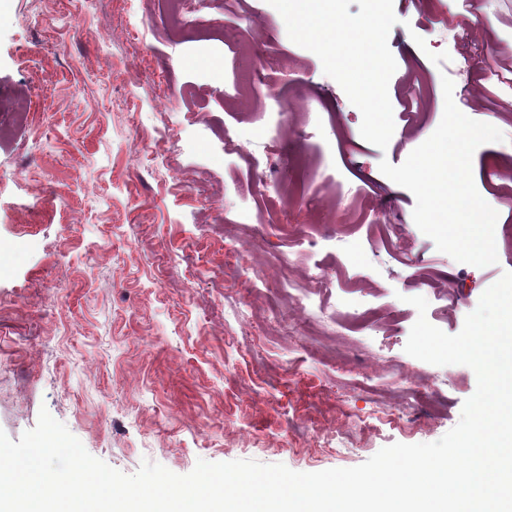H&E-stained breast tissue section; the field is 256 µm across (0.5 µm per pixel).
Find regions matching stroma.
<instances>
[{
    "label": "stroma",
    "instance_id": "obj_1",
    "mask_svg": "<svg viewBox=\"0 0 512 512\" xmlns=\"http://www.w3.org/2000/svg\"><path fill=\"white\" fill-rule=\"evenodd\" d=\"M450 8L394 0L395 129L369 151L342 145L360 111L268 0H7L0 429L19 439L45 408L123 473L146 459L180 475L201 459L354 467L451 430L476 376L405 353L407 299L459 333L512 244L456 262L379 169L442 119V68L422 58L421 99L409 77L419 36L467 66L454 101L505 135L472 170L512 225V84L480 64L489 42L512 45V0ZM464 29L474 42H450ZM294 189L302 204L273 201ZM350 190L372 209L345 228Z\"/></svg>",
    "mask_w": 512,
    "mask_h": 512
}]
</instances>
